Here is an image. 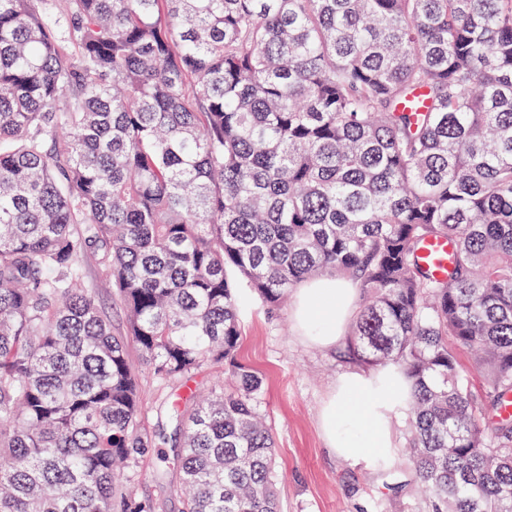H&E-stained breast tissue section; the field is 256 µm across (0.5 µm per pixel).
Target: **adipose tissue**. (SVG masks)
I'll use <instances>...</instances> for the list:
<instances>
[{"mask_svg": "<svg viewBox=\"0 0 512 512\" xmlns=\"http://www.w3.org/2000/svg\"><path fill=\"white\" fill-rule=\"evenodd\" d=\"M355 290L350 283L321 277L301 288L295 300V318L309 339L333 345L354 311ZM396 390L377 377L346 376L322 414V428L332 448L361 461L371 449L391 445L388 420Z\"/></svg>", "mask_w": 512, "mask_h": 512, "instance_id": "obj_1", "label": "adipose tissue"}]
</instances>
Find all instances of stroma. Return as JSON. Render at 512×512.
<instances>
[{
  "instance_id": "stroma-1",
  "label": "stroma",
  "mask_w": 512,
  "mask_h": 512,
  "mask_svg": "<svg viewBox=\"0 0 512 512\" xmlns=\"http://www.w3.org/2000/svg\"><path fill=\"white\" fill-rule=\"evenodd\" d=\"M84 283L112 319V330H125L123 310L112 286L96 261L85 260ZM241 343L238 357L264 380L260 411L271 427L276 446L277 493L280 512H431L429 497L419 489H392L407 477L405 450L410 437L408 413L393 408V448L386 459L392 477L380 475L377 458L353 461L338 455L320 429V413L338 380L348 373L371 374L368 366L347 362L348 336L321 347L305 341L292 318L290 305L271 310L246 288H239ZM130 361L139 374L142 422L158 432L161 413L190 392H206L224 375L223 369L205 368L190 381H164L151 373L137 348ZM166 444L149 448L129 478L138 493L153 498L159 512H182V500L173 487L161 483L156 471L165 467Z\"/></svg>"
}]
</instances>
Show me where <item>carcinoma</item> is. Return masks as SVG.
Returning a JSON list of instances; mask_svg holds the SVG:
<instances>
[{
    "instance_id": "carcinoma-1",
    "label": "carcinoma",
    "mask_w": 512,
    "mask_h": 512,
    "mask_svg": "<svg viewBox=\"0 0 512 512\" xmlns=\"http://www.w3.org/2000/svg\"><path fill=\"white\" fill-rule=\"evenodd\" d=\"M231 273L270 308L356 283L349 354L407 383L411 484L512 512V0H0V512H157L120 484L151 447L131 344L233 379L166 408L182 512H277ZM453 245L448 240H428L419 250L421 264L435 277L446 279L452 268ZM84 273L85 286L91 287L101 307L111 316L112 331L115 334H123L125 331L123 310L112 294V286L103 275L102 267L95 260L88 259L84 261Z\"/></svg>"
}]
</instances>
